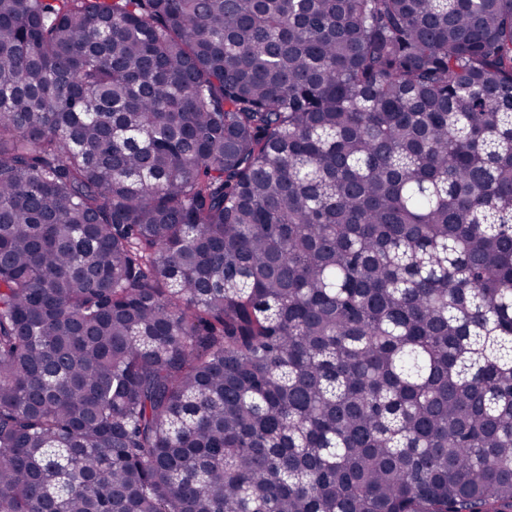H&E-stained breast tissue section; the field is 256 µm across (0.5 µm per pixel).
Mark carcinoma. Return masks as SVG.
<instances>
[{"mask_svg": "<svg viewBox=\"0 0 512 512\" xmlns=\"http://www.w3.org/2000/svg\"><path fill=\"white\" fill-rule=\"evenodd\" d=\"M0 512H512V0H0Z\"/></svg>", "mask_w": 512, "mask_h": 512, "instance_id": "obj_1", "label": "carcinoma"}]
</instances>
